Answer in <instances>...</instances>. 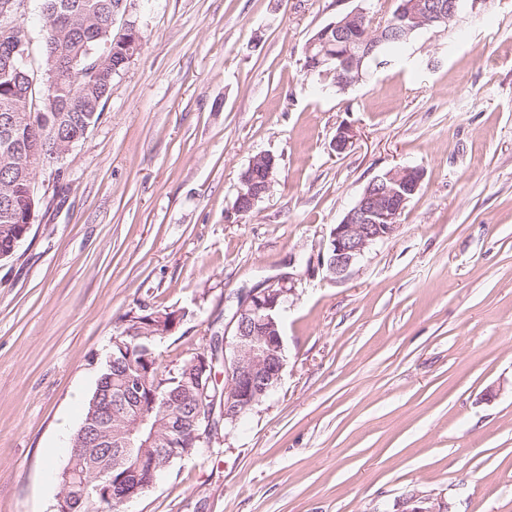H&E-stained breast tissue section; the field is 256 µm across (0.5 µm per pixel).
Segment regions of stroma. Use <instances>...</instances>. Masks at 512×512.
Segmentation results:
<instances>
[{
	"label": "stroma",
	"instance_id": "obj_1",
	"mask_svg": "<svg viewBox=\"0 0 512 512\" xmlns=\"http://www.w3.org/2000/svg\"><path fill=\"white\" fill-rule=\"evenodd\" d=\"M396 0H123L141 50L0 263V512H54L111 338L132 308L189 317L162 365L232 334L240 295L292 276L275 391L130 512H512V0L418 32L404 62L318 89L305 46ZM351 146L333 147L340 127ZM260 154L279 168L245 215ZM424 176L342 281L306 272L368 182ZM272 171L273 166L271 165L267 171V176L263 184H256V182L251 180L249 176L242 178L241 186L238 188L239 197L237 207H249L248 201L251 204V209L254 207L253 205L255 204L256 200H259L262 195L268 191L273 178Z\"/></svg>",
	"mask_w": 512,
	"mask_h": 512
}]
</instances>
